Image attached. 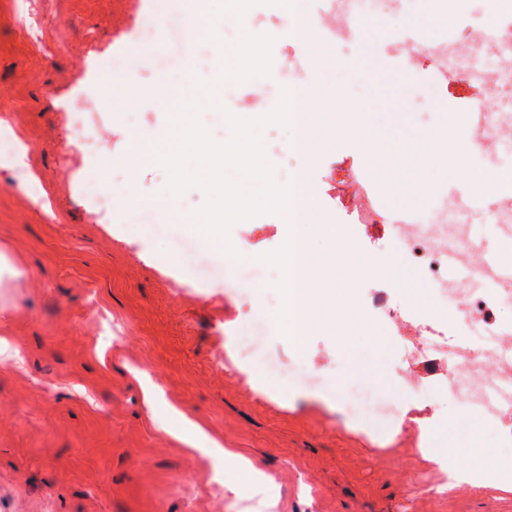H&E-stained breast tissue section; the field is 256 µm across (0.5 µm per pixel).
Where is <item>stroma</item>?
Listing matches in <instances>:
<instances>
[{
	"mask_svg": "<svg viewBox=\"0 0 512 512\" xmlns=\"http://www.w3.org/2000/svg\"><path fill=\"white\" fill-rule=\"evenodd\" d=\"M165 19L191 13L192 0H0V123L28 147V163L48 194L51 212L27 195L17 173L0 165V250L15 275L0 277L5 329L24 365L0 356V512H250V485L224 486V464L190 453L146 409L129 366L147 370L167 398L200 421L225 447L248 458L274 485L275 512H512V466L503 467L512 412L489 420L447 392L405 397L412 422L395 428L383 403L396 381L419 371L444 382L434 356L403 362L399 345L415 346L419 323L436 317L453 336L477 338L481 322L458 323L415 271L392 280L391 298L406 310L403 337L382 321H348L342 336L313 329L304 346L272 328L282 271L264 257L283 245L285 216L266 212L232 225V247L249 242L228 266L208 252L158 204L169 185L165 167L130 179L123 165L131 139L164 128L169 108L148 98L166 81L153 60L175 48L168 38L143 47L134 71H109L135 31L133 10ZM512 20L500 0H413L389 12L386 32L426 29L457 34L465 26ZM304 52L309 100L332 95L360 105L384 162L350 155V128L327 105L314 130L319 163L310 171L311 221L302 231L324 288L352 280L364 292L371 265L402 268L387 233L367 239L352 225L328 247L318 225L338 222L323 185L325 169L351 156L383 208L429 209L447 193L469 196V174L512 172V152L491 159L469 152L464 167L427 154L426 138L452 129L467 99L444 91L432 71H413L420 103L412 111L384 53L377 69L360 52L310 36ZM247 78L229 80L223 109L198 118L217 142L232 138L229 116L247 92ZM92 107L87 130L100 151L69 145L76 102ZM273 178L287 184L301 169L292 128L259 131ZM94 174L114 190L116 205L100 211L82 181ZM343 250L357 278L336 265ZM434 426L438 447L472 483L435 494L440 474L423 459L418 424Z\"/></svg>",
	"mask_w": 512,
	"mask_h": 512,
	"instance_id": "35a3bbf8",
	"label": "stroma"
}]
</instances>
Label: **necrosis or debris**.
<instances>
[{"label": "necrosis or debris", "instance_id": "obj_1", "mask_svg": "<svg viewBox=\"0 0 512 512\" xmlns=\"http://www.w3.org/2000/svg\"><path fill=\"white\" fill-rule=\"evenodd\" d=\"M404 10L410 0H331L322 12L319 33L322 38L343 46L352 38L357 13L378 2ZM393 50L409 67L433 69L446 67L444 82L455 94L467 98L471 108L486 113L483 138L476 146L481 154H494L512 145V25L488 35L482 28H468L449 41L422 46L411 41L395 43ZM491 57L493 65L484 70L479 82H469L477 56ZM328 194L337 212L347 223L370 231L384 225L394 236L400 252L412 259L432 281L439 299L452 303L464 320L488 321L490 312L503 298L512 300V285L487 294L475 292L469 283L448 278V258L456 256L471 271H478L482 249L469 234L467 225L457 220L466 208L465 199L450 197L445 206L433 210L427 218L402 212L387 217L374 203L360 168L352 162L331 165L324 176ZM419 334L424 352L443 353L448 358V390L468 409L487 417L512 410V343L494 333H486L479 348L457 345L447 331L421 325Z\"/></svg>", "mask_w": 512, "mask_h": 512}]
</instances>
